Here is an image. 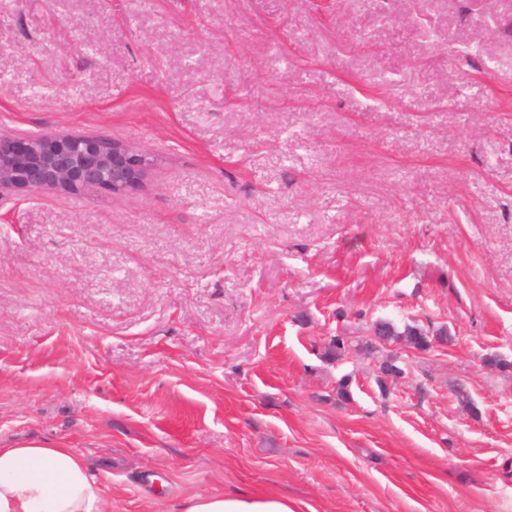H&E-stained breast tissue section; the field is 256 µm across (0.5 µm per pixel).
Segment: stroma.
<instances>
[{"label":"stroma","instance_id":"35a3bbf8","mask_svg":"<svg viewBox=\"0 0 512 512\" xmlns=\"http://www.w3.org/2000/svg\"><path fill=\"white\" fill-rule=\"evenodd\" d=\"M511 20L512 0H0V134L151 161L127 194L0 204V443L75 449L109 512L237 491L512 512ZM380 319L451 341L325 358Z\"/></svg>","mask_w":512,"mask_h":512}]
</instances>
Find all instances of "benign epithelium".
Instances as JSON below:
<instances>
[{
  "instance_id": "7a95c632",
  "label": "benign epithelium",
  "mask_w": 512,
  "mask_h": 512,
  "mask_svg": "<svg viewBox=\"0 0 512 512\" xmlns=\"http://www.w3.org/2000/svg\"><path fill=\"white\" fill-rule=\"evenodd\" d=\"M145 162L129 145L86 132L0 134V201L41 190L125 194L142 185Z\"/></svg>"
}]
</instances>
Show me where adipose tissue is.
Returning a JSON list of instances; mask_svg holds the SVG:
<instances>
[{
	"label": "adipose tissue",
	"instance_id": "1",
	"mask_svg": "<svg viewBox=\"0 0 512 512\" xmlns=\"http://www.w3.org/2000/svg\"><path fill=\"white\" fill-rule=\"evenodd\" d=\"M0 512H106L100 480L75 449L0 444ZM183 512H302L274 492L197 494Z\"/></svg>",
	"mask_w": 512,
	"mask_h": 512
}]
</instances>
